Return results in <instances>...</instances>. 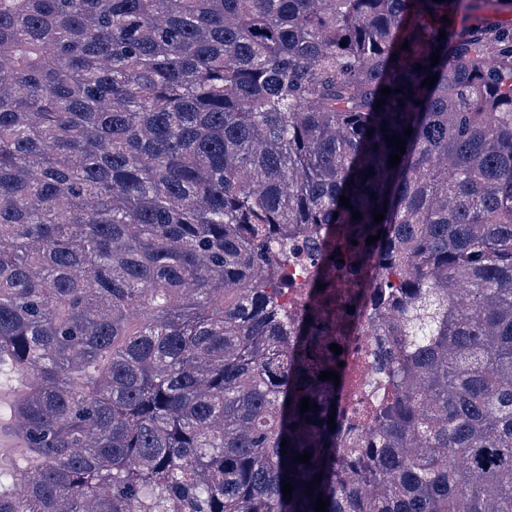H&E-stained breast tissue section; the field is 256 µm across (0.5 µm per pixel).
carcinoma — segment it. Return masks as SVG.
I'll list each match as a JSON object with an SVG mask.
<instances>
[{
	"instance_id": "1",
	"label": "carcinoma",
	"mask_w": 512,
	"mask_h": 512,
	"mask_svg": "<svg viewBox=\"0 0 512 512\" xmlns=\"http://www.w3.org/2000/svg\"><path fill=\"white\" fill-rule=\"evenodd\" d=\"M483 9L512 0H0V512H512V25ZM365 300L339 448L318 376ZM16 382H3L0 384V464L8 467L17 448V440L11 430V421L6 410V403L16 394Z\"/></svg>"
}]
</instances>
